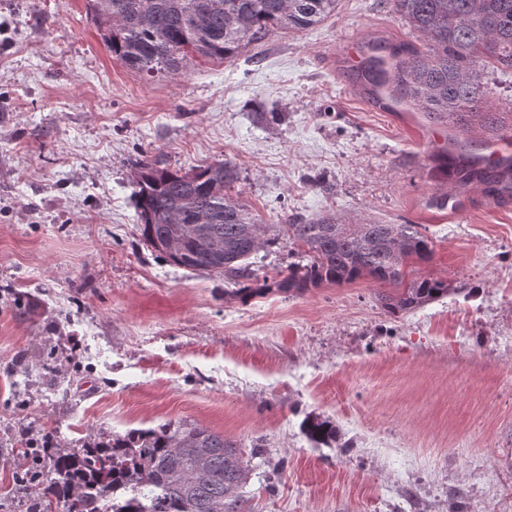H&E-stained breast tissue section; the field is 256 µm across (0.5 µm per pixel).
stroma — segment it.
I'll return each instance as SVG.
<instances>
[{
	"label": "stroma",
	"instance_id": "35a3bbf8",
	"mask_svg": "<svg viewBox=\"0 0 512 512\" xmlns=\"http://www.w3.org/2000/svg\"><path fill=\"white\" fill-rule=\"evenodd\" d=\"M418 45L381 0H339L234 61L149 79L112 57L89 0H0V512H29V443L66 450L186 419L249 451L250 512H512V208L450 186L423 113L373 109L342 52ZM260 112H278L266 127ZM231 159L261 223L416 224L408 277L447 296L392 315L363 277L245 299L142 241L136 160ZM467 196L449 217L439 200ZM349 451L317 446L305 416ZM305 429L309 437L315 442L330 444L339 441L338 425L328 418L307 419Z\"/></svg>",
	"mask_w": 512,
	"mask_h": 512
}]
</instances>
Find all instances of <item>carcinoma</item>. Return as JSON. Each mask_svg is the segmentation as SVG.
<instances>
[{"instance_id":"1","label":"carcinoma","mask_w":512,"mask_h":512,"mask_svg":"<svg viewBox=\"0 0 512 512\" xmlns=\"http://www.w3.org/2000/svg\"><path fill=\"white\" fill-rule=\"evenodd\" d=\"M103 40L126 67L150 78H175L193 57L234 60L275 30L297 32L336 14L339 0H90ZM418 34L423 48L391 60H369L365 78L389 88L396 100L462 127L478 117L484 126L505 124L480 111L487 69L512 68V0H385ZM133 203L146 246L174 265L244 281L243 290L270 287L250 259L263 248L292 244L306 264H291L274 281L283 291L304 292L326 283L368 276L403 286L382 293L390 314L408 313L448 294V284L428 277L404 282L408 261L427 263L433 248L416 224H340L333 216L299 223L260 224L225 193L238 179L230 161L188 171L135 163ZM208 220L209 236L223 252L193 239L188 225ZM319 443H340L328 418L305 422ZM49 461L34 512H247L241 489L249 465L236 444L188 420L112 436L93 448H34Z\"/></svg>"}]
</instances>
